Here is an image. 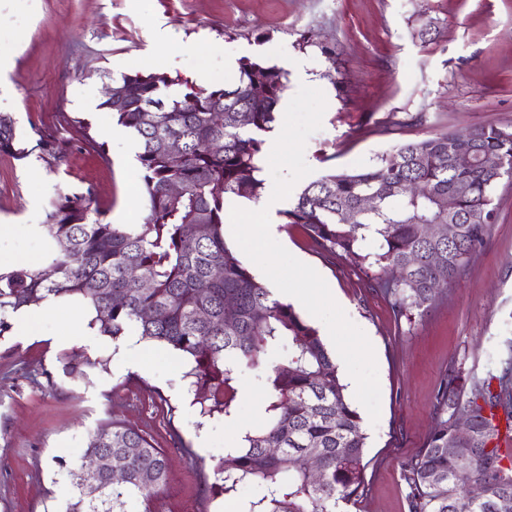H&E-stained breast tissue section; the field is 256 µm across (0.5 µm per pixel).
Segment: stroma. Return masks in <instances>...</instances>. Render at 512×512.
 I'll return each instance as SVG.
<instances>
[{"mask_svg": "<svg viewBox=\"0 0 512 512\" xmlns=\"http://www.w3.org/2000/svg\"><path fill=\"white\" fill-rule=\"evenodd\" d=\"M151 55L172 78L204 68L225 86L239 78L225 71L227 56L301 60L308 77L288 79L289 105L277 111L283 155L262 177L292 196L328 171L368 169L406 141L487 122L512 131V0H0V114L23 146L44 137L63 153L59 162L0 156V253L18 266L48 268L52 243L30 227L58 193L89 192L114 224L130 208L145 216L137 145L100 103L112 79ZM496 201L492 232L459 282L401 319L356 258L320 251L298 225L266 234L257 204L224 214L226 244L258 278L304 266L340 297L302 314L342 378L361 383L351 399L367 435V490L348 512H408L401 468L426 440L444 375L485 374L512 352V184L498 186ZM31 315L33 335L0 336V512H64L74 496L67 465L112 419L170 456L153 512H242L251 487L216 497L201 475L239 447L234 421L265 420L255 372L238 374L230 415L204 416L186 359L146 341L147 372L124 370L119 342L96 331L63 342L57 318ZM64 355L82 374L63 372Z\"/></svg>", "mask_w": 512, "mask_h": 512, "instance_id": "stroma-1", "label": "stroma"}]
</instances>
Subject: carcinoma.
Wrapping results in <instances>:
<instances>
[{
	"label": "carcinoma",
	"instance_id": "cac0c4a2",
	"mask_svg": "<svg viewBox=\"0 0 512 512\" xmlns=\"http://www.w3.org/2000/svg\"><path fill=\"white\" fill-rule=\"evenodd\" d=\"M286 82L284 69L251 61L231 87L187 83L178 97L162 93L175 84L164 73L112 81L125 100L106 98L101 107L139 145L146 216L140 224L107 223L87 195L54 197L41 225L54 243L50 270L0 274V335L10 328V312L51 296L82 300L100 334L117 341L133 327L189 360L186 375L200 414L209 417L230 414L238 371L256 372L266 387L267 421L214 464V494L250 485L258 497L247 512H336L366 491L360 413L318 329L273 298L224 242L226 197L261 198L255 157L262 140L255 134L273 129ZM149 103L163 111H141ZM172 142L180 145L177 155ZM31 149L61 160L52 140L22 146L13 119L0 114V154L21 160ZM503 180L512 182V131L479 124L402 143L361 172H330L307 184L282 215L318 249L358 258L400 319L430 306L465 273L491 233ZM413 184L428 194L412 193ZM384 185L394 191L381 192ZM366 195L374 197L369 209L360 206ZM429 224L456 225L454 238L429 236ZM216 267L222 274L215 278ZM396 270L403 279L387 282ZM508 351L499 373L473 374L465 384L448 369L423 449L402 465L408 512H496L494 496L512 495V452L500 446L512 436V343ZM466 411L472 434L458 441L452 419ZM467 448L478 452L464 461ZM307 454L319 457L321 475L299 464ZM111 455L125 459L123 482L103 480L89 498L84 466L71 469L75 496L65 512H131L135 505L151 512L167 482V451L113 420L90 434L83 457Z\"/></svg>",
	"mask_w": 512,
	"mask_h": 512
}]
</instances>
